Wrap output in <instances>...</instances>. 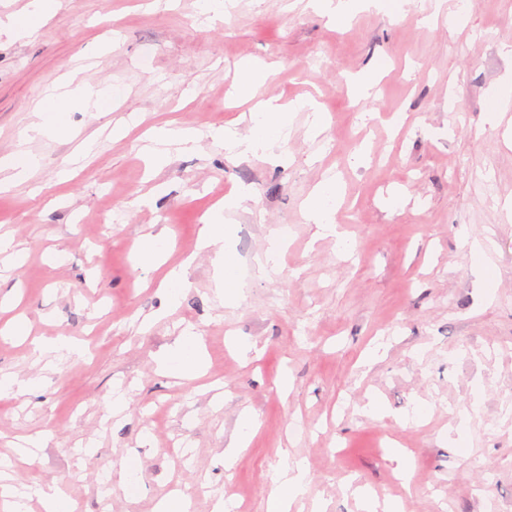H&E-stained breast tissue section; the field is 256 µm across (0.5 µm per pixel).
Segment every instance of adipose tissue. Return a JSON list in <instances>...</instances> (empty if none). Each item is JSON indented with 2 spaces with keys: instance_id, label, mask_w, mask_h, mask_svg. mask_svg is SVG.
<instances>
[{
  "instance_id": "ef3b65f1",
  "label": "adipose tissue",
  "mask_w": 512,
  "mask_h": 512,
  "mask_svg": "<svg viewBox=\"0 0 512 512\" xmlns=\"http://www.w3.org/2000/svg\"><path fill=\"white\" fill-rule=\"evenodd\" d=\"M314 9L326 15L329 20L349 22L363 9H378L395 12L401 10L404 0H310ZM60 0H29L23 12L0 19V34H6L16 41L34 37L40 28L60 8ZM272 70L262 64L243 61L234 77L236 97L244 102L254 101V125L249 135L242 136L229 128L217 130L224 147L241 158H260L281 149L288 136V114L294 109L311 111L313 130H322L325 121L322 112L317 111L313 102L280 104L271 100L256 101L259 88L266 82ZM103 117L112 111V92L107 88L85 85L75 89L61 85L48 91L37 106V120L24 132L25 138L68 137L71 134L67 116L76 107ZM152 144L147 154L153 163L166 160L169 148L180 145L194 148L199 135L196 130L185 126L162 125L153 127L150 133ZM343 198L341 187L335 179L320 183L305 205V219L315 227L319 238H335L337 246H344L346 237L336 223V209ZM253 197L247 192H238L227 197L223 205L215 207L205 219L202 228L201 248L216 252L223 259L222 283L225 292H232L238 279V260L226 242L224 214L246 208ZM159 367L170 376L188 378L201 373L205 368L201 338L193 330H183L174 343L160 356ZM272 480L275 491L267 502V512H290L292 503L304 493L307 467L298 460L275 471Z\"/></svg>"
}]
</instances>
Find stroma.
<instances>
[{
    "label": "stroma",
    "mask_w": 512,
    "mask_h": 512,
    "mask_svg": "<svg viewBox=\"0 0 512 512\" xmlns=\"http://www.w3.org/2000/svg\"><path fill=\"white\" fill-rule=\"evenodd\" d=\"M440 2L429 24L413 0L341 28L307 0H235L213 24L198 0H62L34 40L0 35V156L23 148L42 159L28 182L0 193V232L26 254L0 258V330L17 317L30 328L24 340L0 333V375L34 383L0 394V459L13 485L56 482L74 512H154L175 488L191 512L228 500L233 512H266L271 474L296 457L308 486L291 512H363L358 486L402 500L405 512H512V143L486 114L490 91L512 84V0H474L460 26L462 0ZM246 58L272 66L261 98L313 99L324 130L311 135L300 111L285 161L234 157L206 137L151 165L152 126L248 132L250 106L233 95ZM381 61L376 97L352 98L349 76ZM72 79L112 86L108 118L78 108L74 140H24L43 95ZM373 108L382 118L370 123ZM122 118L123 135L105 130ZM86 139L92 155L59 180ZM328 177L344 192L336 222L346 250L312 240L302 216ZM241 190L257 202L226 216L239 263L227 300L215 255L197 240L212 198ZM397 193L407 203L389 210ZM146 194L148 207L138 203ZM281 227L275 269L256 274ZM159 233L168 265L194 257L174 303L164 270L146 279L139 268V241ZM189 325L206 372L175 379L157 357ZM58 337L76 350L47 360L36 344ZM376 348L383 357L368 362ZM116 391L126 404L113 417ZM372 399L380 415L366 411ZM245 409L259 425L228 466ZM29 437L43 445L23 460ZM398 446L412 457L407 481ZM131 456L133 494L104 491L103 472L119 476Z\"/></svg>",
    "instance_id": "stroma-1"
}]
</instances>
